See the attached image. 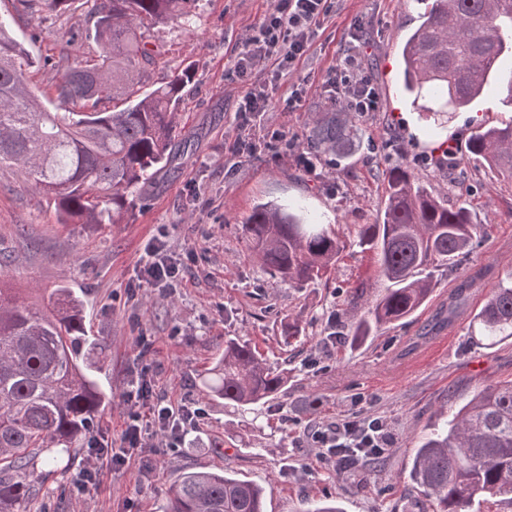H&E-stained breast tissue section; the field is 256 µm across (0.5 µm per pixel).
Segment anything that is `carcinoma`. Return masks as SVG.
<instances>
[{"label": "carcinoma", "instance_id": "cac0c4a2", "mask_svg": "<svg viewBox=\"0 0 512 512\" xmlns=\"http://www.w3.org/2000/svg\"><path fill=\"white\" fill-rule=\"evenodd\" d=\"M15 12H64L70 0H16ZM195 0H94L93 27L72 32L59 55L33 57L0 19V165L25 174L63 224H114L135 205L187 140L174 119L191 69L143 94L129 72L155 63L150 30L186 16ZM501 0H417L424 5L401 51V89L420 119L442 129L448 112L465 110L497 80L492 54L512 51V9ZM92 40L98 55L78 54ZM68 62L56 87L60 105L31 93L29 69ZM125 97V107L102 106ZM360 139L353 115L339 107L318 114L307 136L316 155L341 159ZM488 165L512 179V119L472 136L462 162ZM471 203L448 206L405 168L387 177L386 200L374 223L358 225L355 244L375 255L374 279L385 283L371 301L362 282L350 304L368 305L350 324L359 341L381 326L411 316L432 293L435 271L453 268L481 242L484 227L469 219ZM250 251L283 280L303 285L341 259L347 241L320 224L300 203L257 205L242 225ZM479 340L512 338V273L492 288L474 315ZM85 334L82 303L61 285L33 308L16 289L0 287V512H28L35 456L83 447L104 395L89 368L105 353ZM203 382L210 399L245 407L285 391L288 377L250 342L224 337V352ZM436 512H464L476 497L512 504V382L488 386L417 448L410 472ZM162 512H265L264 489L211 471H188L168 488Z\"/></svg>", "mask_w": 512, "mask_h": 512}]
</instances>
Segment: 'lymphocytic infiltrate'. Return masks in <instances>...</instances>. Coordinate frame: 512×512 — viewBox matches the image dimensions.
I'll use <instances>...</instances> for the list:
<instances>
[{
  "mask_svg": "<svg viewBox=\"0 0 512 512\" xmlns=\"http://www.w3.org/2000/svg\"><path fill=\"white\" fill-rule=\"evenodd\" d=\"M332 7V0H274L263 21L242 35L230 72L242 88L238 107L241 116L254 118L268 111L270 98L264 90L268 77H285L298 66L314 32ZM327 83L332 88L329 105H343L360 116L378 110V94L354 57H347L333 67ZM140 264L141 283L153 288L174 287L183 275L176 260L160 245L149 246ZM122 399L125 411L119 444L112 448L90 446L87 459L75 477L79 490L98 488L107 471L130 464L138 449L147 447L156 434H164V447H178L184 425L201 415L200 410L191 411L153 397L151 387L145 383L124 393ZM145 404L150 405L153 414L149 422L143 421L139 412ZM309 444L316 448L322 461L333 457L339 448L350 449L366 459L372 452L389 451L392 437L382 417L358 410L315 426L309 433Z\"/></svg>",
  "mask_w": 512,
  "mask_h": 512,
  "instance_id": "obj_1",
  "label": "lymphocytic infiltrate"
}]
</instances>
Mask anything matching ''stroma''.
<instances>
[{"mask_svg":"<svg viewBox=\"0 0 512 512\" xmlns=\"http://www.w3.org/2000/svg\"><path fill=\"white\" fill-rule=\"evenodd\" d=\"M272 5L198 0L190 22L154 28L160 54L135 81L148 91L191 68L179 106V131L191 146L119 223H59L18 167H0V253L7 259L0 282L31 304L41 289L67 285L83 304L89 335L108 346L94 371L106 402L92 434L119 439L121 396L141 337L152 345L149 376L156 391L204 410L182 448L159 467L147 472L130 465L90 492H78L63 461L41 454L29 512H158L166 488L183 472L220 470L263 486L266 512H306L320 502L340 512H432L409 477L417 447L478 390L512 381V339L480 346L468 335L485 296L512 272V180L482 166L449 165L438 138L426 134L400 93L399 45L415 23L416 0H335L297 69L268 80L269 111L244 127L236 112L239 90L228 77L233 49ZM89 8L88 0H72L63 14L17 18L13 0H0V16L14 17L15 37L39 57L53 54L70 30L87 27ZM360 21L365 27L357 44L351 33ZM354 49L376 84L379 109L358 118L360 146L350 161L326 156L316 173H306L295 152L278 155L269 136L279 132L305 148L314 113L328 109L327 74ZM294 91L301 101L289 112L283 100ZM471 109L472 118L454 112L446 125L461 153L479 124L512 119V103L498 83ZM399 166L448 202L468 197L483 240L456 272H435L430 297L411 317L362 342L336 343L337 323L362 313L349 295L372 274L371 253L347 248L322 280L299 288L262 268L242 224L258 204L301 200L322 223L355 239L359 225L373 223L383 208L387 175ZM152 241L181 265L182 283L169 294L157 288L130 293ZM463 281L470 286L467 300L449 312L448 294ZM291 323L300 330L292 339L286 336ZM228 336L250 340L286 370L287 392L244 412L206 398L203 376ZM360 397L368 414L386 419L393 446L383 462L339 475L317 459L308 430L355 411Z\"/></svg>","mask_w":512,"mask_h":512,"instance_id":"1","label":"stroma"}]
</instances>
